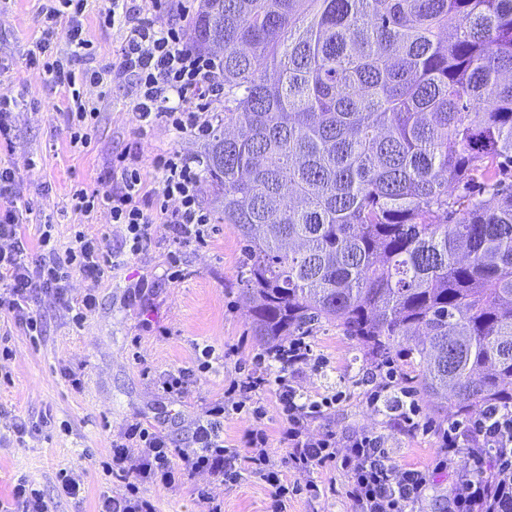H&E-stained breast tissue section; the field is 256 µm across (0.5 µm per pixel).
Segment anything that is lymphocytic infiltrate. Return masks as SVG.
I'll use <instances>...</instances> for the list:
<instances>
[{"label":"lymphocytic infiltrate","mask_w":512,"mask_h":512,"mask_svg":"<svg viewBox=\"0 0 512 512\" xmlns=\"http://www.w3.org/2000/svg\"><path fill=\"white\" fill-rule=\"evenodd\" d=\"M88 0H43L39 38L27 51L30 67L42 70L64 88L68 106L63 120L73 148L88 147L98 112L81 89L90 85L107 93L112 82L130 83L140 133L164 122L179 133L207 139L224 110V78L218 61L201 54L187 42L183 25L162 21L161 0H108L100 12L103 25L123 31L111 63L74 71V60L87 56L84 36ZM68 51L59 53L58 39ZM203 159L179 152L158 154L150 161L121 154L106 172L104 189L80 187L71 195L73 210L83 214L102 211L120 228L124 251L113 250L106 236L77 231L66 245H58L52 224H43L37 245L21 233L25 222L17 202L25 191L11 165L0 163V314L28 335L41 336L42 316L35 305L52 298L59 312L75 327H82L98 306L97 290L107 270L121 268L125 254L136 255L155 243L158 227L172 232L175 242L188 246L205 243L213 217L199 201ZM89 285L75 292L74 274ZM311 343L294 336L281 346L263 349L255 366L232 380L223 399L204 404L191 435L182 448L170 447L167 438L147 422H128L112 442V475L125 484L119 495H102L96 512H157L142 488L158 484L179 492L195 475L206 474L224 483H237L244 474L258 477L274 490L278 512H287L289 494L318 492L314 483L289 487L284 469L303 474L337 464L349 478L348 495L356 512H418L431 484L429 472L397 467L383 436L370 432L337 440L335 433L310 430L312 421L331 408V397L312 399L293 381L302 367L319 363ZM276 370L278 400L284 422L281 441L287 449L279 457L260 422L257 393ZM376 380L368 404L387 411L408 433H426L425 421L412 389L397 386L393 364L374 367ZM251 409L255 426L246 451L224 443V415ZM477 438L471 448L460 445L461 428ZM440 469L454 473L448 512H512V409H489L466 424L449 422L440 436ZM500 476L497 487L483 479L486 469Z\"/></svg>","instance_id":"obj_1"}]
</instances>
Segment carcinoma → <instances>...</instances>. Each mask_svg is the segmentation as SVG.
Listing matches in <instances>:
<instances>
[{"label":"carcinoma","mask_w":512,"mask_h":512,"mask_svg":"<svg viewBox=\"0 0 512 512\" xmlns=\"http://www.w3.org/2000/svg\"><path fill=\"white\" fill-rule=\"evenodd\" d=\"M190 39L254 335L334 324L462 419L511 408L512 0H200Z\"/></svg>","instance_id":"carcinoma-1"}]
</instances>
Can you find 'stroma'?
I'll list each match as a JSON object with an SVG mask.
<instances>
[{"instance_id":"stroma-1","label":"stroma","mask_w":512,"mask_h":512,"mask_svg":"<svg viewBox=\"0 0 512 512\" xmlns=\"http://www.w3.org/2000/svg\"><path fill=\"white\" fill-rule=\"evenodd\" d=\"M40 5V0H5L0 5V59L9 64L4 77L28 102L16 120L13 149L6 156L26 185L21 203L31 214L22 231L30 243H37L40 226L49 216L59 244L83 229L109 233L118 251L122 239L106 213L87 216L71 209L73 188L99 187L110 161L122 153L133 151L147 160L174 151L195 155L199 144L163 123L139 135L128 87L116 82L103 97L97 89H85V97L99 111L97 127L88 149L71 148L62 117L67 106L62 87L26 60L40 35ZM102 7L103 0H88L85 17V35L97 65L111 62L123 38L122 31L100 24ZM173 251L183 269L182 279L176 281L166 276ZM241 259L237 227L220 224L206 244L177 248L162 239L140 254L127 256L125 266L100 284L99 306L83 327L66 324L47 299L38 304L45 320L39 341H32L10 319L0 316V334L9 333L12 351L11 357L0 358V376H10L6 382L0 379V426H9L16 417L47 421L40 438L0 447V500L9 501L13 486L24 477L41 490L52 512H95L100 492L125 490L123 482L108 475L103 466L112 459L113 439L132 420L152 423L171 447H184L196 404L165 399L153 379L189 368L196 372L197 393L216 400L237 377L239 366L250 364L261 352L263 344L253 333L241 299ZM141 277L153 286L149 314L153 326L148 330L139 325V304L130 290ZM309 339L327 365L305 366L296 381L308 394L338 397L335 408L313 423V431L328 429L340 440L360 431L382 435L396 465L432 471L433 489L422 512H448L454 478L437 469L438 434L406 433L389 415L368 407L374 365L342 328L322 325L313 329ZM198 343L222 353L223 364L197 372L194 346ZM75 367L85 374L79 391L72 389L65 376L67 369ZM63 469L81 474L85 485L81 499L58 496L57 475ZM310 479L318 485L319 494L289 497L288 512H355L348 495L349 478L342 470L323 468ZM195 482L223 499L224 512H272L274 508L272 488L249 474L233 485L204 475L196 476Z\"/></svg>"}]
</instances>
